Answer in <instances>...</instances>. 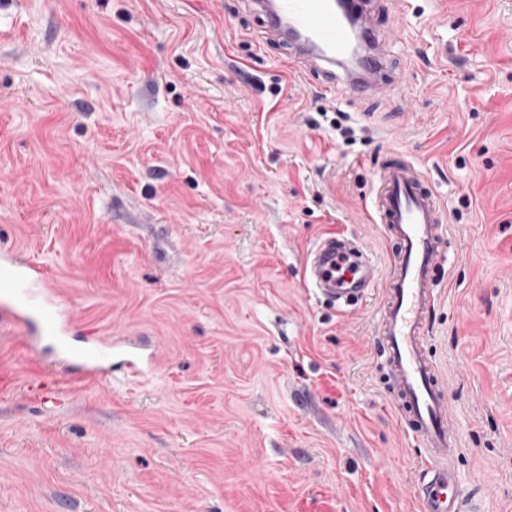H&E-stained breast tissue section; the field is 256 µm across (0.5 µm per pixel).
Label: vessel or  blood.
Wrapping results in <instances>:
<instances>
[{"label": "vessel or blood", "mask_w": 512, "mask_h": 512, "mask_svg": "<svg viewBox=\"0 0 512 512\" xmlns=\"http://www.w3.org/2000/svg\"><path fill=\"white\" fill-rule=\"evenodd\" d=\"M256 3L268 31L294 46V62L322 63V87L342 88L354 99L383 91L387 80L376 41L379 27L363 0L350 2L357 18L353 28L336 0ZM373 208L375 223L393 245L387 276L379 275L357 242L325 236L306 256V285L343 312L384 283L374 345L391 382L400 424L422 452L415 485L422 512H472L474 493L456 467L460 436L450 423L446 386L427 347L438 287L450 261L446 213L419 166L396 150L380 165ZM0 320L62 341L75 317L56 290L45 287L39 267L5 252L0 254ZM71 356L88 378L107 376L115 365L96 342Z\"/></svg>", "instance_id": "vessel-or-blood-1"}]
</instances>
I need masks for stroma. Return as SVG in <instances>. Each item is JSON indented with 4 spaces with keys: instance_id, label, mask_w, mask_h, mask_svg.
<instances>
[{
    "instance_id": "1",
    "label": "stroma",
    "mask_w": 512,
    "mask_h": 512,
    "mask_svg": "<svg viewBox=\"0 0 512 512\" xmlns=\"http://www.w3.org/2000/svg\"><path fill=\"white\" fill-rule=\"evenodd\" d=\"M369 2L395 82L350 99L252 0H0V247L73 310L70 345L156 353L80 378L0 325V512H419L379 299L336 312L302 270L340 231L387 272L392 150L453 241L427 344L458 468L512 512V0Z\"/></svg>"
}]
</instances>
